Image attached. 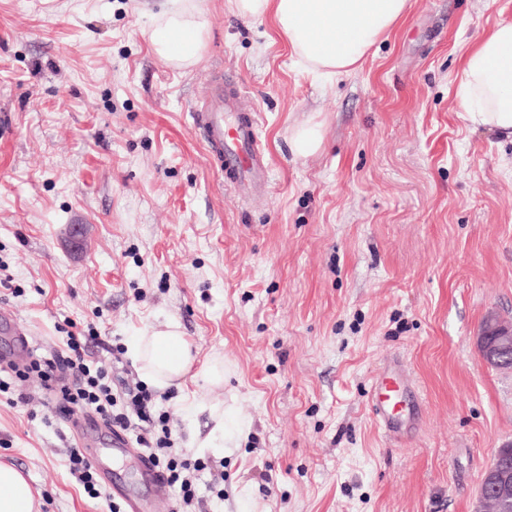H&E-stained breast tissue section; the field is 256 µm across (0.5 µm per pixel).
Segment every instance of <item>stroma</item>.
<instances>
[{"instance_id":"obj_1","label":"stroma","mask_w":512,"mask_h":512,"mask_svg":"<svg viewBox=\"0 0 512 512\" xmlns=\"http://www.w3.org/2000/svg\"><path fill=\"white\" fill-rule=\"evenodd\" d=\"M173 2L0 0V307L38 355L180 323L194 362L159 408L208 464L203 512H473L512 441V371L476 345L488 313L512 318V142L469 126L456 88L512 0H409L330 82L227 0H189L210 28L192 66L172 64L149 34ZM218 73L257 113L263 198L225 187L192 123ZM309 120L325 140L300 157L289 132ZM394 362L421 403L399 443L370 401ZM13 386L36 401L0 393V460L29 475L39 512H110L69 473L53 395ZM215 406L249 425L241 447H195Z\"/></svg>"}]
</instances>
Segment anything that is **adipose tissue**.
<instances>
[{"mask_svg":"<svg viewBox=\"0 0 512 512\" xmlns=\"http://www.w3.org/2000/svg\"><path fill=\"white\" fill-rule=\"evenodd\" d=\"M249 17H272L297 64L330 79L357 70L368 50L403 18L408 0H228ZM210 26L193 6L169 13L150 33L155 52L192 65ZM456 96L464 120L512 141V21L496 24L463 55ZM128 353L142 379L158 390L180 386L192 363L190 344L177 321L131 337ZM29 478L0 462V512H37Z\"/></svg>","mask_w":512,"mask_h":512,"instance_id":"ef3b65f1","label":"adipose tissue"}]
</instances>
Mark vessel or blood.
<instances>
[{
    "mask_svg": "<svg viewBox=\"0 0 512 512\" xmlns=\"http://www.w3.org/2000/svg\"><path fill=\"white\" fill-rule=\"evenodd\" d=\"M191 118L202 133L213 167L223 175L225 183L242 198L258 195L269 180L270 168L258 140L256 113L244 109L238 94L226 89L223 77L217 76L210 80L209 92ZM406 379L404 370L399 367L385 369L372 379L375 421L394 436L400 435L402 424L395 414L393 398L399 383ZM112 447L115 452L130 456L141 480L150 487L152 497L147 500L129 494L123 485L113 482L111 472L106 469L100 472L103 481L110 483L113 495L124 499L126 512H148L152 500L167 496L164 477L121 433H113Z\"/></svg>",
    "mask_w": 512,
    "mask_h": 512,
    "instance_id": "vessel-or-blood-1",
    "label": "vessel or blood"
}]
</instances>
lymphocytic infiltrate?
<instances>
[{
    "label": "lymphocytic infiltrate",
    "mask_w": 512,
    "mask_h": 512,
    "mask_svg": "<svg viewBox=\"0 0 512 512\" xmlns=\"http://www.w3.org/2000/svg\"><path fill=\"white\" fill-rule=\"evenodd\" d=\"M100 351L115 355L119 349L93 333L72 335L63 351L33 359L16 369L15 375H37L44 388L55 394L61 415L89 412L112 429L135 433L138 447L161 470L168 484L179 486L182 512H194L199 503L195 474L205 470V462L185 458L173 448L168 416L157 409L156 390L139 382L113 389L111 377L96 360Z\"/></svg>",
    "instance_id": "obj_1"
}]
</instances>
